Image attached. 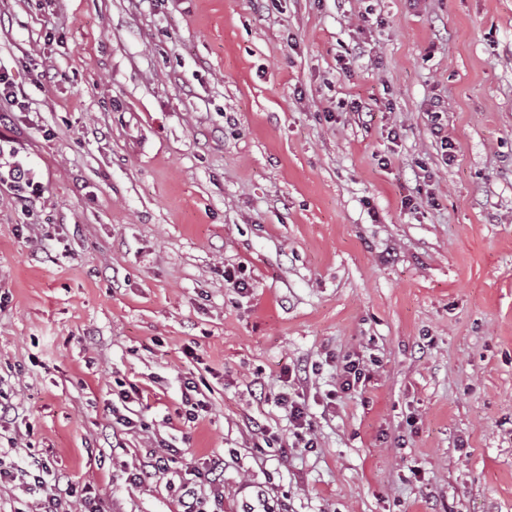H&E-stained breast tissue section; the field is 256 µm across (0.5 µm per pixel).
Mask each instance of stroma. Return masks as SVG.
I'll list each match as a JSON object with an SVG mask.
<instances>
[{
	"label": "stroma",
	"mask_w": 512,
	"mask_h": 512,
	"mask_svg": "<svg viewBox=\"0 0 512 512\" xmlns=\"http://www.w3.org/2000/svg\"><path fill=\"white\" fill-rule=\"evenodd\" d=\"M0 69V161L44 184L25 211L0 182L1 458L106 512H181L177 481L215 512L246 483L274 512H512V0H0ZM118 381L148 430L113 431ZM263 390L317 448L280 453ZM162 440L181 462L130 484ZM369 370L360 360H352L350 357L343 358L336 364V375L340 381L342 392L357 391L360 384H364L369 378ZM199 396L203 398L201 399ZM183 397L185 404L191 407V409H189V421L197 420L199 418V412H207V402L204 400V396L200 392L199 384L193 378H189L185 382ZM274 401L286 412L288 420L296 429L294 432L296 441L291 444V448L308 450L317 447V441L314 434V428L303 404L290 399L288 394L280 393L274 396Z\"/></svg>",
	"instance_id": "stroma-1"
}]
</instances>
